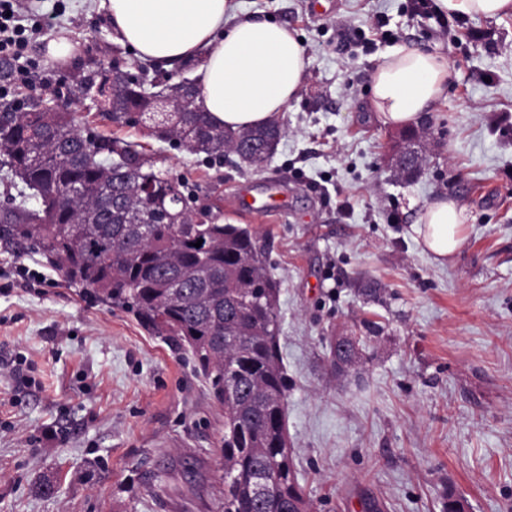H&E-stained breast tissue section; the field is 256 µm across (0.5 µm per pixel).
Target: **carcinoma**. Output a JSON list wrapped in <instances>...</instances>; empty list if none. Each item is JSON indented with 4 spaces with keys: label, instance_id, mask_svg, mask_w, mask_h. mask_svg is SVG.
Segmentation results:
<instances>
[{
    "label": "carcinoma",
    "instance_id": "1",
    "mask_svg": "<svg viewBox=\"0 0 512 512\" xmlns=\"http://www.w3.org/2000/svg\"><path fill=\"white\" fill-rule=\"evenodd\" d=\"M107 89L109 120L143 123L170 146L222 159L245 146L263 168L283 126L227 131L196 110L197 89L166 84L156 96L184 112H143L142 78L114 65L81 79ZM4 179L51 204L0 209V244L33 246L73 285L133 314L153 336L191 353L195 370L224 407V512H311L292 449L281 447L288 379L278 352L277 285L254 232L219 223L212 202L186 209L198 190L159 170L141 145L114 133L83 132L72 112L0 102ZM202 240L200 247L193 243ZM337 371L355 365L353 345L334 343Z\"/></svg>",
    "mask_w": 512,
    "mask_h": 512
}]
</instances>
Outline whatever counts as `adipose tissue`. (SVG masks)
<instances>
[{
    "mask_svg": "<svg viewBox=\"0 0 512 512\" xmlns=\"http://www.w3.org/2000/svg\"><path fill=\"white\" fill-rule=\"evenodd\" d=\"M121 43L141 59L170 66L197 62V104L231 130L272 122L297 99L308 65L287 25L239 10L234 0H92ZM442 14L499 18L512 0H435ZM448 60L438 51L392 46L375 68L372 105L386 125H416L446 90ZM465 210L452 199L425 205L412 231L434 262L460 247Z\"/></svg>",
    "mask_w": 512,
    "mask_h": 512,
    "instance_id": "obj_1",
    "label": "adipose tissue"
}]
</instances>
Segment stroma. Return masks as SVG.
<instances>
[{
  "instance_id": "1",
  "label": "stroma",
  "mask_w": 512,
  "mask_h": 512,
  "mask_svg": "<svg viewBox=\"0 0 512 512\" xmlns=\"http://www.w3.org/2000/svg\"><path fill=\"white\" fill-rule=\"evenodd\" d=\"M238 3L288 24L309 61L263 170L172 148L140 124L114 128L80 93L83 75L115 60L151 79L194 69L141 62L86 0H23V14L55 16L31 40L36 65L14 98L139 143L158 168L221 192L225 218L267 245L285 426L313 512H442L448 495L466 512H512V16L445 18L413 0ZM63 30L70 62L46 55ZM400 43L449 61L416 140L372 107L373 72ZM397 147L422 154L415 175L392 167ZM268 179L284 210L245 209L242 186ZM438 198L467 215L443 266L411 229ZM339 336L362 347L344 375L330 357ZM223 438L224 410L189 353L40 255L0 249V512H224ZM47 477L50 496L38 491Z\"/></svg>"
}]
</instances>
